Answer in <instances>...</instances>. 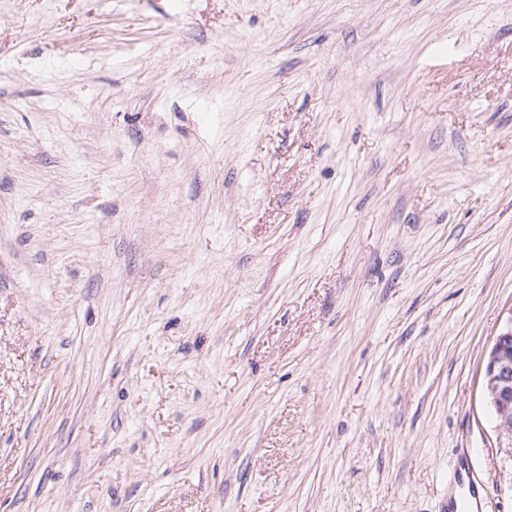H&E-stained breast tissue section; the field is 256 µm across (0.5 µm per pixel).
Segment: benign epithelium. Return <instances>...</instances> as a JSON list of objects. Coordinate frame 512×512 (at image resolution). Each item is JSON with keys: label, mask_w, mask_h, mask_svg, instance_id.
Returning a JSON list of instances; mask_svg holds the SVG:
<instances>
[{"label": "benign epithelium", "mask_w": 512, "mask_h": 512, "mask_svg": "<svg viewBox=\"0 0 512 512\" xmlns=\"http://www.w3.org/2000/svg\"><path fill=\"white\" fill-rule=\"evenodd\" d=\"M484 383L496 416L497 445L512 449V318L496 337L485 365Z\"/></svg>", "instance_id": "7a95c632"}]
</instances>
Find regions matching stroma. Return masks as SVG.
<instances>
[{"mask_svg":"<svg viewBox=\"0 0 512 512\" xmlns=\"http://www.w3.org/2000/svg\"><path fill=\"white\" fill-rule=\"evenodd\" d=\"M512 0H0V512H512ZM484 383L496 416L497 445L512 450V320L496 337L485 365ZM448 483L452 484V486L467 488L468 495L464 496L459 503H457V512H471L469 510L471 507L470 498L476 496V486L473 479L466 471L463 472L462 468L458 465L457 468H454L450 472Z\"/></svg>","mask_w":512,"mask_h":512,"instance_id":"1","label":"stroma"}]
</instances>
